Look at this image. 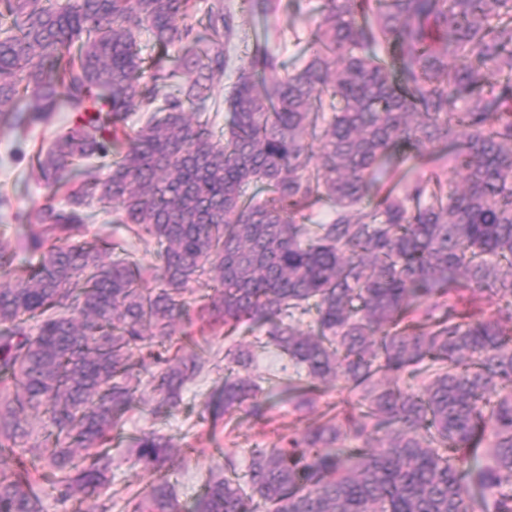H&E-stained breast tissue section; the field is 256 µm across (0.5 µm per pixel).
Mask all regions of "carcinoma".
Returning <instances> with one entry per match:
<instances>
[{
  "mask_svg": "<svg viewBox=\"0 0 512 512\" xmlns=\"http://www.w3.org/2000/svg\"><path fill=\"white\" fill-rule=\"evenodd\" d=\"M193 9L0 0V127L73 117L31 158L48 197L27 265L0 233V449L39 473L1 463L0 512H44L39 480L107 512L112 432L219 368L178 322L262 332L297 412L330 381L354 396L243 471L224 456L192 512H512V0H324L292 70L258 42L234 65L236 11L214 0L202 39ZM439 143L438 171L413 175ZM320 200L332 217L305 223ZM91 207L153 239L156 264L87 238ZM253 359L225 347L213 419L271 409ZM135 444L159 476L133 512H182L181 449Z\"/></svg>",
  "mask_w": 512,
  "mask_h": 512,
  "instance_id": "carcinoma-1",
  "label": "carcinoma"
}]
</instances>
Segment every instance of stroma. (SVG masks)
<instances>
[{"label": "stroma", "instance_id": "1", "mask_svg": "<svg viewBox=\"0 0 512 512\" xmlns=\"http://www.w3.org/2000/svg\"><path fill=\"white\" fill-rule=\"evenodd\" d=\"M227 2L233 9L239 10V21L248 35L270 30L268 46L288 67L298 64L300 59V49L294 45V37L308 38L321 19L322 0H280L277 12L262 21L242 12L241 0ZM53 132V127H39L22 141L15 132L0 128V155L18 149L25 154L24 160L0 166V183L7 184L13 193L11 210L0 212V226H8L19 250L17 261L21 264L27 259L24 246L29 237L30 225L15 220L14 215L42 203L47 195L43 185L31 176L26 157L40 145L48 143ZM88 234L121 243L143 264L149 265L154 261L153 240L131 237L123 226L104 223L102 217H95L89 223ZM281 364V358L274 348L257 349L256 363L251 372L264 377L263 393L274 398L272 411L264 420L240 412L231 425L213 423L205 406L210 395L222 383L221 374L215 372L188 384L178 410L169 418H156L145 405H138L131 412L121 434L112 443V452L118 462L117 469L111 474V489L114 493L112 512H131V496L144 489L153 479L151 473L130 464L135 454L132 439L141 433L156 430L170 437L174 444L191 446L186 466L173 479L179 501L188 506L193 503L203 481L223 465L225 456H234L240 465H247L252 449L274 447L279 444L281 437L301 433L314 423L315 415L298 414L288 402L276 399L279 384L272 380L271 375L278 372Z\"/></svg>", "mask_w": 512, "mask_h": 512}]
</instances>
